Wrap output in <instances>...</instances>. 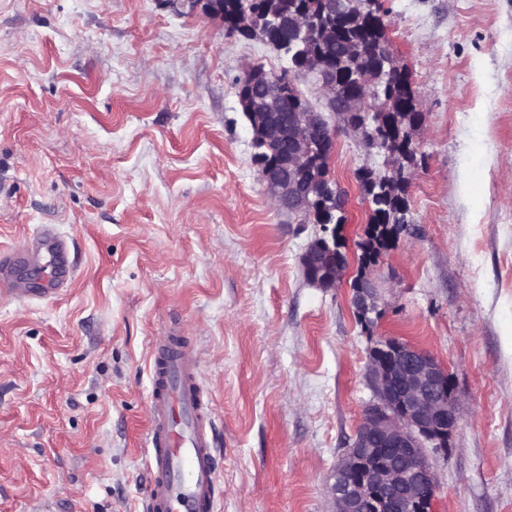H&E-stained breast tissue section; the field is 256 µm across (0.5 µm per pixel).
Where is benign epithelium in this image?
Instances as JSON below:
<instances>
[{
	"mask_svg": "<svg viewBox=\"0 0 512 512\" xmlns=\"http://www.w3.org/2000/svg\"><path fill=\"white\" fill-rule=\"evenodd\" d=\"M166 2L224 16V0ZM237 26L267 44L282 36L297 46L294 69L315 75L332 107L347 115L383 111L375 92L376 64L352 72L349 86L337 84L328 57L316 49L331 43L334 31L329 26L315 27L304 11L278 16L268 25L246 11L238 16ZM313 28L314 41L309 39ZM238 86L241 104L263 116L252 130V139L265 146H285L278 162L259 172L274 204L306 221L318 211L344 210V199L330 191L332 178L321 175L315 159L331 157L338 128L324 125L320 113L296 99L297 86L289 76L276 78L253 66L239 78ZM301 264L307 281L333 288L348 261L332 232L308 244ZM372 295L367 284L356 291L354 302L363 317L371 310ZM366 379L375 401L364 409L355 437L336 466L328 487L332 512H433L439 479L427 448L448 452V440L461 420L451 376L428 351L385 337L370 351Z\"/></svg>",
	"mask_w": 512,
	"mask_h": 512,
	"instance_id": "obj_1",
	"label": "benign epithelium"
}]
</instances>
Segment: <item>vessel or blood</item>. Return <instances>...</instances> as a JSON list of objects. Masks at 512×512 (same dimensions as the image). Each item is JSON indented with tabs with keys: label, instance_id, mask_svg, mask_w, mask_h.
I'll return each mask as SVG.
<instances>
[{
	"label": "vessel or blood",
	"instance_id": "vessel-or-blood-1",
	"mask_svg": "<svg viewBox=\"0 0 512 512\" xmlns=\"http://www.w3.org/2000/svg\"><path fill=\"white\" fill-rule=\"evenodd\" d=\"M75 274L68 245L45 228L0 253V285L21 299L59 295ZM150 383L144 512H217L215 426L198 356L178 332L156 340Z\"/></svg>",
	"mask_w": 512,
	"mask_h": 512
}]
</instances>
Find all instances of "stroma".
<instances>
[{
	"label": "stroma",
	"mask_w": 512,
	"mask_h": 512,
	"mask_svg": "<svg viewBox=\"0 0 512 512\" xmlns=\"http://www.w3.org/2000/svg\"><path fill=\"white\" fill-rule=\"evenodd\" d=\"M422 123L406 219L361 268L384 154L336 137L344 279L278 210L236 81L287 58L167 0H0V251L52 225L57 297L0 293V512H142L154 342L191 340L221 450L220 512H331L327 486L385 336L429 350L461 410L435 512H512V0H380ZM374 308L360 317L352 284ZM344 248L336 247L334 232L311 241L301 258L307 281L319 288H334L347 269Z\"/></svg>",
	"instance_id": "1"
}]
</instances>
